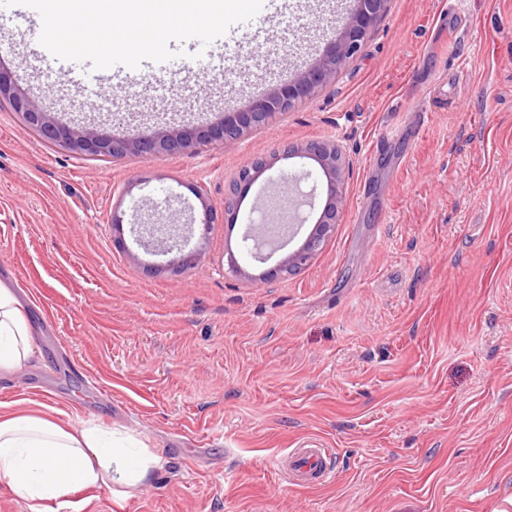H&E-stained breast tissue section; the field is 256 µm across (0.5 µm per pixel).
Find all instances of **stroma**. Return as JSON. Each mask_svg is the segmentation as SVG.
<instances>
[{
  "mask_svg": "<svg viewBox=\"0 0 512 512\" xmlns=\"http://www.w3.org/2000/svg\"><path fill=\"white\" fill-rule=\"evenodd\" d=\"M351 7L292 0L184 84L46 65L41 17L0 4V63L70 125L201 126L307 70ZM387 127L403 135L378 148ZM321 139L350 169L310 266L266 278L220 217L178 271L116 243L113 213L200 191L220 214L247 161ZM0 280L36 349L0 376V413L93 421L161 457L123 504L82 491L48 512H512V0H391L313 99L192 154L92 159L1 109ZM307 440L336 470L298 487L273 462Z\"/></svg>",
  "mask_w": 512,
  "mask_h": 512,
  "instance_id": "stroma-1",
  "label": "stroma"
}]
</instances>
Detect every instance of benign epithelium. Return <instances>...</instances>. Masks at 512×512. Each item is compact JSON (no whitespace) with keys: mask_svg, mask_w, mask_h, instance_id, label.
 Wrapping results in <instances>:
<instances>
[{"mask_svg":"<svg viewBox=\"0 0 512 512\" xmlns=\"http://www.w3.org/2000/svg\"><path fill=\"white\" fill-rule=\"evenodd\" d=\"M390 0H354V7L343 24L325 44L317 63L288 83L248 101L234 112H226L208 125L186 126L152 135L113 137L89 126L65 125L46 111L13 80L12 73L0 66V104L16 113L40 139L64 150L86 156H152L159 153H195L203 147L219 146L237 140L264 127L292 108L312 99L319 90L336 80L345 63L355 56L369 38L379 20L387 13ZM301 156L315 161L324 178L325 203L304 243L282 258L269 272L275 277L309 266L332 235L345 202V179L349 160L334 140L289 145L283 153L261 156L244 164L224 190V219L238 223L244 194L264 172L272 169L280 155ZM179 211L165 205L161 211L132 227L139 241L155 251L176 253L168 266L193 265L199 252L186 249L184 226L178 223ZM275 211L265 212V223L248 217L249 231L243 237L249 252L258 257L273 241L276 233L288 228L278 223Z\"/></svg>","mask_w":512,"mask_h":512,"instance_id":"1","label":"benign epithelium"}]
</instances>
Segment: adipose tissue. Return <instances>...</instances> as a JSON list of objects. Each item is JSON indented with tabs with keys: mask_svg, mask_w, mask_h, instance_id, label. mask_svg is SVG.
I'll return each mask as SVG.
<instances>
[{
	"mask_svg": "<svg viewBox=\"0 0 512 512\" xmlns=\"http://www.w3.org/2000/svg\"><path fill=\"white\" fill-rule=\"evenodd\" d=\"M34 354L32 327L14 288L0 282V373H12ZM159 457L134 437L85 422L64 427L44 413L0 414V482L31 512L46 502L68 504L78 491L122 502L151 480Z\"/></svg>",
	"mask_w": 512,
	"mask_h": 512,
	"instance_id": "adipose-tissue-1",
	"label": "adipose tissue"
}]
</instances>
